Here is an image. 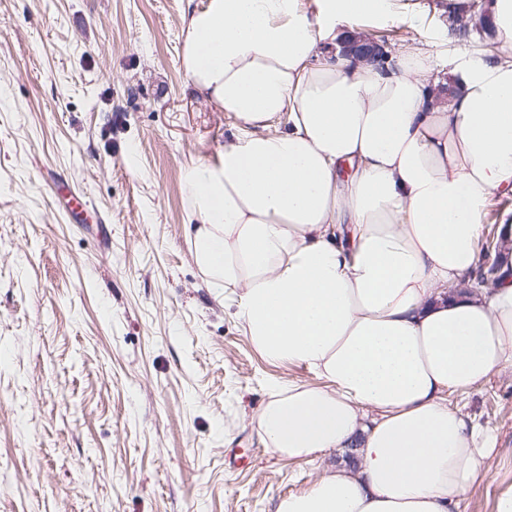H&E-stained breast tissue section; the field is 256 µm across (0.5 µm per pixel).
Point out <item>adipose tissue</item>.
<instances>
[{
    "instance_id": "1",
    "label": "adipose tissue",
    "mask_w": 512,
    "mask_h": 512,
    "mask_svg": "<svg viewBox=\"0 0 512 512\" xmlns=\"http://www.w3.org/2000/svg\"><path fill=\"white\" fill-rule=\"evenodd\" d=\"M320 2L189 12L182 68L235 128L182 170L192 259L239 290L233 316L263 357L319 378L271 385L260 439L293 458L356 451L276 512H458L496 440L448 397L512 371V280L471 285L483 213L512 192V62L462 47L443 83L426 52L357 62L338 26L403 13Z\"/></svg>"
}]
</instances>
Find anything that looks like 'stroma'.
<instances>
[{"mask_svg": "<svg viewBox=\"0 0 512 512\" xmlns=\"http://www.w3.org/2000/svg\"><path fill=\"white\" fill-rule=\"evenodd\" d=\"M205 2L0 0V512H275L325 468L253 421L271 384L316 375L263 359L190 254L182 168L233 131L179 60ZM445 2L349 26L429 50L440 79L462 46L512 59L480 26L455 36ZM450 401L496 436L460 512H494L512 372Z\"/></svg>", "mask_w": 512, "mask_h": 512, "instance_id": "stroma-1", "label": "stroma"}]
</instances>
